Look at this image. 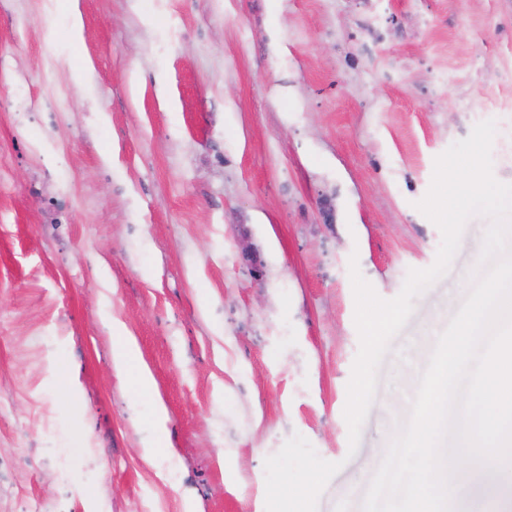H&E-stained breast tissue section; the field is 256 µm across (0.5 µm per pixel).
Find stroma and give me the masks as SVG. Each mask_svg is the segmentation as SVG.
Segmentation results:
<instances>
[{
  "label": "stroma",
  "mask_w": 512,
  "mask_h": 512,
  "mask_svg": "<svg viewBox=\"0 0 512 512\" xmlns=\"http://www.w3.org/2000/svg\"><path fill=\"white\" fill-rule=\"evenodd\" d=\"M486 120L512 184V0H0V512H264L296 434L342 465L317 512H362L490 220L414 299L354 450L349 261L384 299L433 265L416 204ZM453 484L512 512V465ZM112 333L114 337L112 363L127 373L132 371L133 383L138 396H151L153 394V379L147 371L137 367L136 345L129 336H126L123 324L116 319L112 320Z\"/></svg>",
  "instance_id": "1"
}]
</instances>
